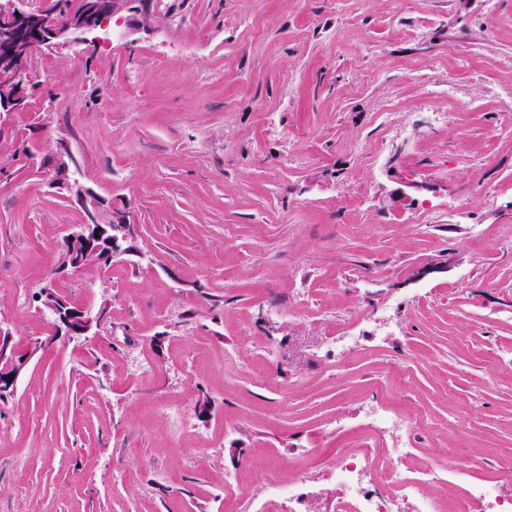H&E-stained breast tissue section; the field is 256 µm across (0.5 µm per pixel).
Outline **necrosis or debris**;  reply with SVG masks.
Returning <instances> with one entry per match:
<instances>
[{"label": "necrosis or debris", "instance_id": "1", "mask_svg": "<svg viewBox=\"0 0 512 512\" xmlns=\"http://www.w3.org/2000/svg\"><path fill=\"white\" fill-rule=\"evenodd\" d=\"M371 422L366 438L395 430L404 446L381 452L376 448L337 451L332 468L346 492L338 512H512V496L493 492L479 472L481 462L464 461L453 472L457 492L449 503L428 494V486L438 480L436 467L414 468L409 463L415 435L411 418L392 414L379 405H369Z\"/></svg>", "mask_w": 512, "mask_h": 512}]
</instances>
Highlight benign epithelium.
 Masks as SVG:
<instances>
[{
  "label": "benign epithelium",
  "instance_id": "obj_1",
  "mask_svg": "<svg viewBox=\"0 0 512 512\" xmlns=\"http://www.w3.org/2000/svg\"><path fill=\"white\" fill-rule=\"evenodd\" d=\"M122 13H137L146 23L152 19L150 8L141 0H50L43 6L36 0H0V115L27 106L31 96L29 60L35 50L82 42L85 34ZM69 158L67 146L59 143L52 160L54 187L73 195L86 213V221L66 236L62 270L79 272L93 255L101 263L112 262L130 225L98 221L96 201L72 179ZM40 300L54 316L56 328L69 336H86L104 319L102 311L92 315L72 305L50 282L43 287ZM22 366L9 337L1 335L0 391L12 389Z\"/></svg>",
  "mask_w": 512,
  "mask_h": 512
}]
</instances>
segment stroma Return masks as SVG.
Segmentation results:
<instances>
[{
  "label": "stroma",
  "mask_w": 512,
  "mask_h": 512,
  "mask_svg": "<svg viewBox=\"0 0 512 512\" xmlns=\"http://www.w3.org/2000/svg\"><path fill=\"white\" fill-rule=\"evenodd\" d=\"M88 48H41L0 118V512H264L309 463L306 512L373 400L419 414L443 475L512 456V0H166ZM133 234L58 275L85 212ZM342 289H335L336 279ZM106 309L57 332L48 280ZM356 337L337 368L323 341ZM410 362L391 363L400 353ZM206 413H198V402ZM23 361L16 358L6 334L0 336V391H10L22 369Z\"/></svg>",
  "instance_id": "35a3bbf8"
}]
</instances>
